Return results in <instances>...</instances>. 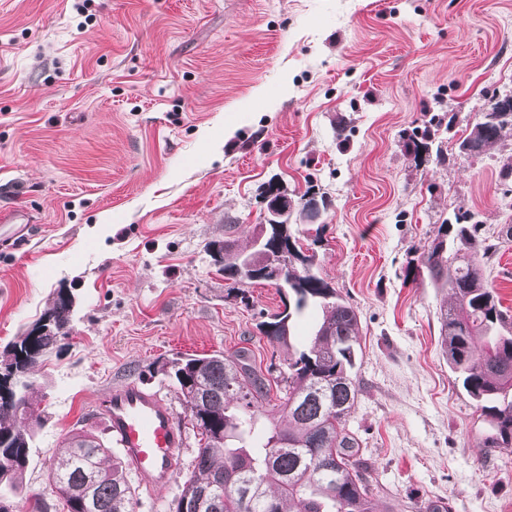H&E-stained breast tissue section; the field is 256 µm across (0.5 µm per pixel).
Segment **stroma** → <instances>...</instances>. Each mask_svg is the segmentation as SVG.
Listing matches in <instances>:
<instances>
[{
    "label": "stroma",
    "mask_w": 512,
    "mask_h": 512,
    "mask_svg": "<svg viewBox=\"0 0 512 512\" xmlns=\"http://www.w3.org/2000/svg\"><path fill=\"white\" fill-rule=\"evenodd\" d=\"M512 91V0H0V209L38 230L0 246V352L75 298L72 327L27 374L34 435L21 512H67L49 458L76 430L106 436L93 402L134 380L185 435L162 495L173 512L199 436L163 366L248 349L287 371L307 341L259 325L275 285L225 279L212 256L250 250L262 192L324 196L320 225L289 232L359 317L347 427L381 491L379 512L428 499L512 512V444L485 446L477 402L440 346L454 303L422 264L455 212L512 225V130L485 154L460 143L475 111ZM436 126L434 150L406 143ZM512 313V239L482 261Z\"/></svg>",
    "instance_id": "obj_1"
}]
</instances>
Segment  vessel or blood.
<instances>
[{
	"label": "vessel or blood",
	"mask_w": 512,
	"mask_h": 512,
	"mask_svg": "<svg viewBox=\"0 0 512 512\" xmlns=\"http://www.w3.org/2000/svg\"><path fill=\"white\" fill-rule=\"evenodd\" d=\"M30 220L19 209L0 211V242H22ZM121 459L140 486L158 493L165 490L184 446V433L170 407L157 392L135 382L112 389L96 402Z\"/></svg>",
	"instance_id": "obj_1"
}]
</instances>
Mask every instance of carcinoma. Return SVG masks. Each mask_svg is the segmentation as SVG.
I'll return each instance as SVG.
<instances>
[{
    "mask_svg": "<svg viewBox=\"0 0 512 512\" xmlns=\"http://www.w3.org/2000/svg\"><path fill=\"white\" fill-rule=\"evenodd\" d=\"M512 128V112L495 125H471L460 148L480 155ZM454 214L438 229L423 258L430 279L448 289L456 306L441 311L444 353L457 381L479 403L492 428L486 444L512 443V335L501 332L506 312L485 279L481 259L496 248L478 224ZM277 233L260 225L253 250H234L224 242V278L251 282L243 260L254 266L270 261L267 242ZM299 276L288 274L281 287L289 297L260 325L271 341H284L296 319L315 311L320 319L310 343L288 363L283 418L287 426H259L260 408L269 380L249 363L245 352L228 359L179 355L166 373L201 435L192 471L184 480L173 512L185 497L208 491L201 512H375L376 485L361 458L357 437L346 428V416L357 398L353 377L358 318L336 289L314 271V256ZM54 323L48 334L26 335L12 347L26 354L23 372L68 333L72 306L56 295ZM27 384L17 377L14 397L0 398V486L16 495L30 464L33 434L19 408L28 406ZM111 448L103 440L86 442L73 435L54 449L49 478L68 512H135V490L119 458L103 466Z\"/></svg>",
    "mask_w": 512,
    "mask_h": 512,
    "instance_id": "1",
    "label": "carcinoma"
}]
</instances>
